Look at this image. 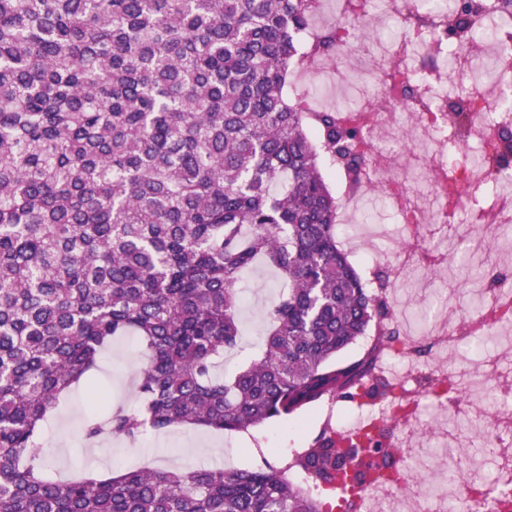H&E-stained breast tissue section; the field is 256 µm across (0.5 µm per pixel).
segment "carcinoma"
Here are the masks:
<instances>
[{"instance_id": "carcinoma-1", "label": "carcinoma", "mask_w": 512, "mask_h": 512, "mask_svg": "<svg viewBox=\"0 0 512 512\" xmlns=\"http://www.w3.org/2000/svg\"><path fill=\"white\" fill-rule=\"evenodd\" d=\"M320 0H0V512H326L288 478L318 485L361 465L394 468L387 431L321 439L265 470L142 466L47 474L38 446L63 394L108 392L92 371L112 342L139 338V406L86 419L83 436L136 442L193 426L235 433L279 421L372 376L373 352L339 355L375 327L385 298L336 241L339 201L325 176L341 159L356 186L370 157L336 109L305 112L290 76L330 59L336 22L303 39ZM483 6L455 0L421 28L472 48ZM499 39L512 0H499ZM401 103L431 112L436 96ZM512 169V129L497 134ZM263 265L279 277L262 351L231 376L216 360L241 336L237 285Z\"/></svg>"}]
</instances>
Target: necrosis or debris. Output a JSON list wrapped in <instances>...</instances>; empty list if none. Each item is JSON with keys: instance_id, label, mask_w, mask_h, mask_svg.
<instances>
[{"instance_id": "4bbe7bcc", "label": "necrosis or debris", "mask_w": 512, "mask_h": 512, "mask_svg": "<svg viewBox=\"0 0 512 512\" xmlns=\"http://www.w3.org/2000/svg\"><path fill=\"white\" fill-rule=\"evenodd\" d=\"M399 44L397 36L363 40L356 54L358 72L371 75L365 94L343 106L341 120L362 130L358 147L371 157L356 190L348 192L349 202L366 200L369 192L379 191L397 224L401 227L402 250L388 265L392 285H400L415 267L439 266L444 258L441 244L449 231L481 227L485 236L497 238L502 228L512 225V175L500 173L491 157L499 128H512V106L504 107V86L499 70L484 73L492 92L464 96L461 111L484 120L477 132H459L447 112L409 113L399 104L400 91L418 87L423 74L415 61H408L397 76H390V60ZM410 135L404 152L387 147L385 135ZM425 172L429 196L437 203L427 211L418 202L410 182L412 169ZM512 325V289L481 290L478 308L461 322L438 330L434 317L420 322L421 333L437 348L455 350L487 342L495 328ZM380 352L387 362H399V377L391 385L392 397L379 401L357 390L347 411L353 425L344 426L340 437L355 439L373 432L385 422H393L404 438L418 435L424 407H434L439 425H446L448 406L458 399L460 387L454 377L438 370L413 371L416 344L383 341ZM488 434L489 453L496 462L490 479L476 478L479 459L464 457L457 449L444 450L448 478L438 482H408L411 464L420 463L413 453L411 463H397L381 490L368 493L367 503L379 499L411 503L412 512H446L449 500H456L461 512H512L504 500L512 501V407L486 408L477 415Z\"/></svg>"}]
</instances>
